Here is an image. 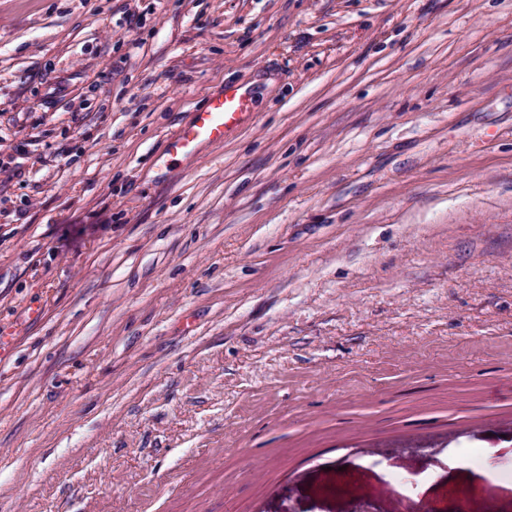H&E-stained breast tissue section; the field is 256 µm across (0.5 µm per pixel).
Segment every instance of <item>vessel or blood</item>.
Returning a JSON list of instances; mask_svg holds the SVG:
<instances>
[{
    "label": "vessel or blood",
    "instance_id": "1",
    "mask_svg": "<svg viewBox=\"0 0 512 512\" xmlns=\"http://www.w3.org/2000/svg\"><path fill=\"white\" fill-rule=\"evenodd\" d=\"M252 116L249 94L235 85L225 86L223 92L195 112L192 121L168 139L166 156L175 158L195 153L203 143L220 144Z\"/></svg>",
    "mask_w": 512,
    "mask_h": 512
}]
</instances>
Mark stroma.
<instances>
[{"label": "stroma", "mask_w": 512, "mask_h": 512, "mask_svg": "<svg viewBox=\"0 0 512 512\" xmlns=\"http://www.w3.org/2000/svg\"><path fill=\"white\" fill-rule=\"evenodd\" d=\"M0 336V512H512V0H0ZM252 115L249 94L236 85H225L221 94L210 99L194 113L187 126L168 139L164 156H189L202 143H224L226 137L243 126Z\"/></svg>", "instance_id": "obj_1"}]
</instances>
